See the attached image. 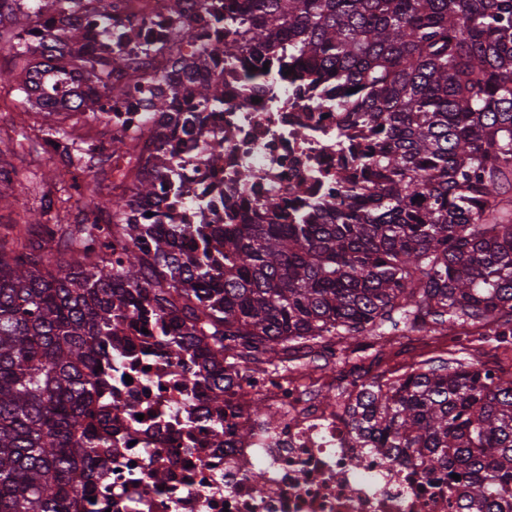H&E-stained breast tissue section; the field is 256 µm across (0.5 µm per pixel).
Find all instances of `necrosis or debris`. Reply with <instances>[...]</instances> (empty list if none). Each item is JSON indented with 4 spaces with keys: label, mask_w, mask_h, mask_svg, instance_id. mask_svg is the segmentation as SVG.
Returning <instances> with one entry per match:
<instances>
[{
    "label": "necrosis or debris",
    "mask_w": 512,
    "mask_h": 512,
    "mask_svg": "<svg viewBox=\"0 0 512 512\" xmlns=\"http://www.w3.org/2000/svg\"><path fill=\"white\" fill-rule=\"evenodd\" d=\"M224 3L246 16V0H190L187 22L202 48L214 37L210 15ZM167 0H117L115 27L153 30L167 19ZM234 58L212 67L224 85V107L202 113L206 132L182 129L165 146L180 177L179 193L162 191L153 217L167 224L217 221L289 223L303 203L340 207L344 193L336 168L345 145L335 106H318L317 92L287 73L288 58L238 40ZM269 66L251 82L244 65ZM223 139L224 160L208 162L210 139ZM279 202L266 210L268 197ZM189 355L163 349L157 329L133 327L112 344V368L101 407L112 418L99 429V479L72 512H460L449 492L448 468L425 474L415 462H384L350 426L347 403L308 405L307 382L288 373L256 376L241 371L224 398L223 437ZM274 407L267 423L251 412L254 400ZM262 470L265 486L252 471ZM162 474L153 483V474Z\"/></svg>",
    "instance_id": "4bbe7bcc"
}]
</instances>
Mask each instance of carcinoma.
<instances>
[{"label":"carcinoma","mask_w":512,"mask_h":512,"mask_svg":"<svg viewBox=\"0 0 512 512\" xmlns=\"http://www.w3.org/2000/svg\"><path fill=\"white\" fill-rule=\"evenodd\" d=\"M64 1L87 22L29 41ZM188 2L169 0L176 43L189 38ZM114 8L0 0L22 112L110 121L136 92L135 109L160 116L152 150L121 120L112 143L135 157L133 180L91 201L104 223L25 214L0 230V512H71L76 475L89 484L95 472L112 341L139 320L172 354L192 352L220 412L231 372L278 367L296 345L400 322L512 337V0H248L247 22L214 13L226 36L284 47L344 112L354 161L336 172L343 207L312 206L290 224L141 223L157 181L175 174L166 131L205 135L199 113L224 105V85L199 74L236 46L177 50L172 74L137 75L132 57L157 48L132 29L115 34L116 56L83 52L88 26L109 31ZM80 78L103 94H59ZM183 82L194 112L172 111ZM351 426L392 460L460 475L466 512H512V376L456 359L377 379Z\"/></svg>","instance_id":"carcinoma-1"}]
</instances>
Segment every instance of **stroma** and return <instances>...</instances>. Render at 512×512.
<instances>
[{
  "label": "stroma",
  "mask_w": 512,
  "mask_h": 512,
  "mask_svg": "<svg viewBox=\"0 0 512 512\" xmlns=\"http://www.w3.org/2000/svg\"><path fill=\"white\" fill-rule=\"evenodd\" d=\"M11 68L10 52L0 48V131L9 135L6 145L0 146V159L16 167L26 191L10 199L8 205L0 206V225L13 223L26 211L51 224L66 213L85 209L91 196L110 194L117 174L129 173L134 161L128 154L115 153V163L107 164L105 172L93 169L79 172L74 184L61 179L58 171L63 159L39 154L38 138L45 123L52 122L66 129L76 145L91 144L105 154L114 153L112 131L101 122L63 112L52 116L20 113ZM453 358L484 364L501 375L512 374V353L494 349L492 344L480 342L478 338L459 346L445 336L412 334L403 328L384 336L337 340L336 352L329 356L328 362L339 378L346 375L351 363L363 364L362 377L370 381L378 376L394 379L410 372L416 364L436 366Z\"/></svg>",
  "instance_id": "35a3bbf8"
}]
</instances>
